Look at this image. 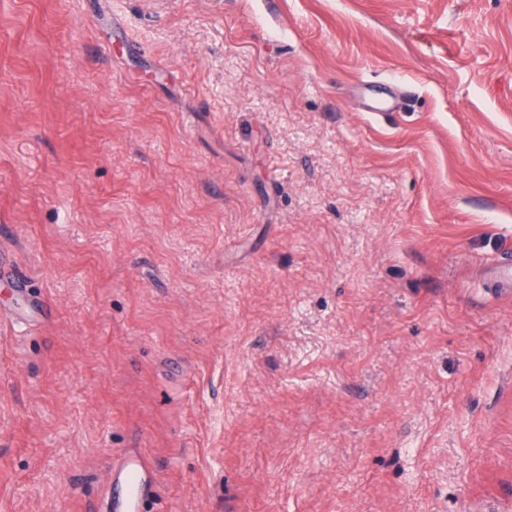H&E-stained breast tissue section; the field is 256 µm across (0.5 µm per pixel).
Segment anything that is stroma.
I'll return each mask as SVG.
<instances>
[{
  "label": "stroma",
  "mask_w": 512,
  "mask_h": 512,
  "mask_svg": "<svg viewBox=\"0 0 512 512\" xmlns=\"http://www.w3.org/2000/svg\"><path fill=\"white\" fill-rule=\"evenodd\" d=\"M3 258L0 512H512V0H0ZM113 485H116L114 490L104 498L98 512L142 511L144 499L153 485V476L137 450L126 453ZM126 485L130 487L129 493L125 490Z\"/></svg>",
  "instance_id": "35a3bbf8"
}]
</instances>
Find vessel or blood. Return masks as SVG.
Wrapping results in <instances>:
<instances>
[{"instance_id": "b4317fda", "label": "vessel or blood", "mask_w": 512, "mask_h": 512, "mask_svg": "<svg viewBox=\"0 0 512 512\" xmlns=\"http://www.w3.org/2000/svg\"><path fill=\"white\" fill-rule=\"evenodd\" d=\"M153 476L137 450L126 453L118 467L115 488L102 501L99 512H142Z\"/></svg>"}]
</instances>
